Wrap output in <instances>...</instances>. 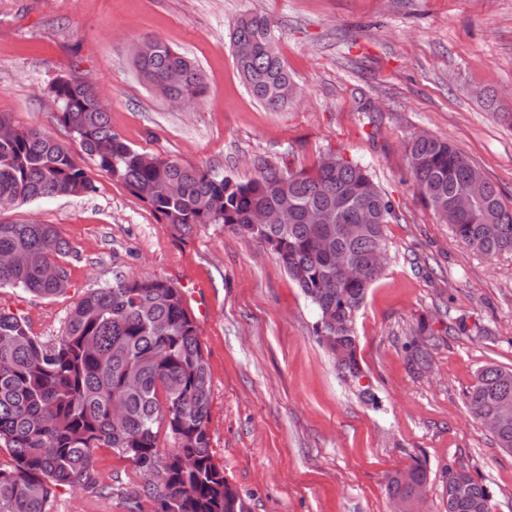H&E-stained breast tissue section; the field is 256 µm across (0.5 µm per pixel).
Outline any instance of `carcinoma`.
<instances>
[{
  "mask_svg": "<svg viewBox=\"0 0 512 512\" xmlns=\"http://www.w3.org/2000/svg\"><path fill=\"white\" fill-rule=\"evenodd\" d=\"M231 42L238 72L268 109L294 99L288 66L276 50L270 21L241 15ZM136 68L141 81L172 103L204 98L206 84L196 65L166 43L147 38ZM178 69L179 84L166 83ZM50 93L59 110L54 121L68 129L97 167L145 200L167 224H222L230 231L271 244L289 276L313 305L319 345L338 374L355 384L364 376L357 358L354 321L384 265V227L396 219L392 200L367 167L335 154L295 172L258 166L246 182L200 166L163 159L153 165L112 130L94 89L58 78ZM0 208L93 190L89 172L73 153L39 129H20L0 113ZM410 174L434 214L456 211L457 239L488 257L512 252V206L482 171L446 139L427 133L406 144ZM260 211L279 213L281 224L253 225ZM69 246L53 224H0V288H22L42 297L62 293L67 274L58 263ZM358 270H340L336 258ZM434 332L421 323L410 346L427 358L419 336ZM512 407V369L486 365L467 394L478 421ZM211 379L182 292L171 282L120 275L75 302L65 330L46 347L30 336L20 317L0 311V444L12 463L0 467V512H45L52 489L97 485L92 459L111 448L136 469L158 474L151 496L155 512H247L210 451ZM175 448L158 455L160 427ZM498 448L512 453V417L493 433ZM415 463L391 477L388 495L411 500L427 481ZM493 492L464 467H448L443 482L445 512H492Z\"/></svg>",
  "mask_w": 512,
  "mask_h": 512,
  "instance_id": "obj_1",
  "label": "carcinoma"
}]
</instances>
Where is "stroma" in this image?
Masks as SVG:
<instances>
[{
	"instance_id": "stroma-1",
	"label": "stroma",
	"mask_w": 512,
	"mask_h": 512,
	"mask_svg": "<svg viewBox=\"0 0 512 512\" xmlns=\"http://www.w3.org/2000/svg\"><path fill=\"white\" fill-rule=\"evenodd\" d=\"M271 22L296 94L260 104L234 61L243 13ZM157 38L189 57L207 85L189 107L138 77L135 53ZM93 83L133 148L239 181L258 163L293 171L326 152L367 166L395 202L387 266L355 321L375 402L343 382L315 337L316 314L277 256L220 224L162 223L96 169L51 117L59 77ZM512 0H0V113L40 129L89 169L94 190L0 210V222L53 224L68 242V285L44 298L0 288V310L44 345L74 303L118 274L149 275L187 296L212 386L214 460L248 512H391L388 479L425 462L421 512H445L448 466L469 469L512 512V455L467 412L477 372L512 369V253L486 256L456 239L421 201L407 141L448 139L512 206ZM428 322L425 364L404 344ZM96 489L53 490L46 512H153L135 466L97 449Z\"/></svg>"
}]
</instances>
